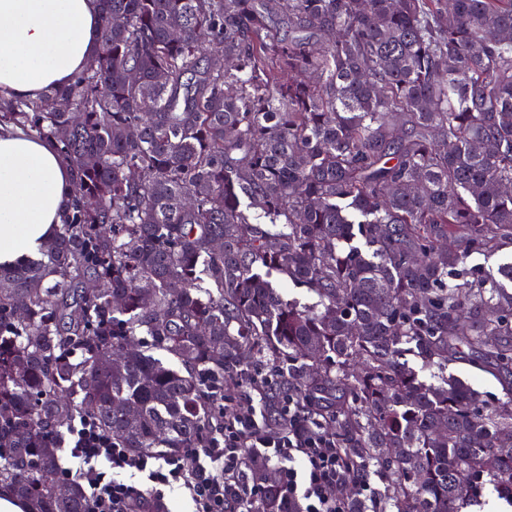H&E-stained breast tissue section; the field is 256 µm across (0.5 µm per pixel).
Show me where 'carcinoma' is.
<instances>
[{"instance_id": "carcinoma-1", "label": "carcinoma", "mask_w": 512, "mask_h": 512, "mask_svg": "<svg viewBox=\"0 0 512 512\" xmlns=\"http://www.w3.org/2000/svg\"><path fill=\"white\" fill-rule=\"evenodd\" d=\"M103 4L72 83L0 113L56 142L75 194L40 257L0 265V488L90 512L56 491L63 429L175 455L259 367L269 423L293 395L390 475L393 512L512 501V293L466 265L512 243V0ZM467 352L495 402L406 361Z\"/></svg>"}]
</instances>
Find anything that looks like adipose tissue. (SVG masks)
<instances>
[{"instance_id":"ef3b65f1","label":"adipose tissue","mask_w":512,"mask_h":512,"mask_svg":"<svg viewBox=\"0 0 512 512\" xmlns=\"http://www.w3.org/2000/svg\"><path fill=\"white\" fill-rule=\"evenodd\" d=\"M102 0H0V96L39 97L65 85L100 48ZM73 199L53 142L0 126V263L38 256Z\"/></svg>"}]
</instances>
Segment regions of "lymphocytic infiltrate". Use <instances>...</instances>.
I'll use <instances>...</instances> for the list:
<instances>
[{"label":"lymphocytic infiltrate","mask_w":512,"mask_h":512,"mask_svg":"<svg viewBox=\"0 0 512 512\" xmlns=\"http://www.w3.org/2000/svg\"><path fill=\"white\" fill-rule=\"evenodd\" d=\"M264 413L262 391L251 381L239 384L225 394L224 419L205 447L166 456L131 452L84 417L72 429L76 465L62 477L84 483L91 512H160L173 491L191 500L193 512H250L262 491L256 475L272 466L281 512H350L337 490L357 471L359 493L380 507L370 463L351 462L333 433L302 414L294 399L284 401V426H269ZM129 474L143 476L144 488L127 483Z\"/></svg>","instance_id":"f902f5d3"}]
</instances>
